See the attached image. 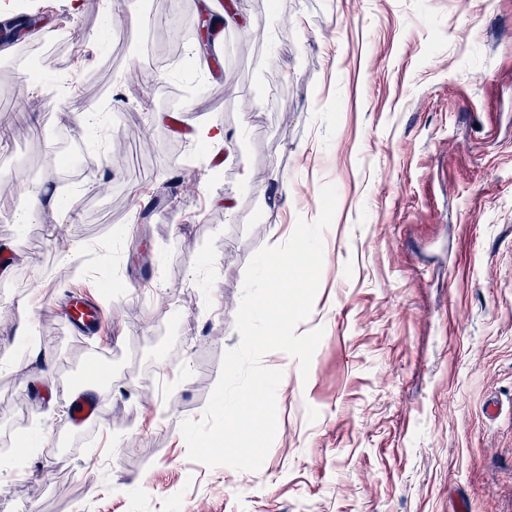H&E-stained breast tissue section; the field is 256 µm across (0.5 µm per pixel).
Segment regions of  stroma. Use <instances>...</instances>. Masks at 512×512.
<instances>
[{
	"label": "stroma",
	"instance_id": "obj_1",
	"mask_svg": "<svg viewBox=\"0 0 512 512\" xmlns=\"http://www.w3.org/2000/svg\"><path fill=\"white\" fill-rule=\"evenodd\" d=\"M34 5L41 29L0 39V64L52 26L64 41L43 83L0 84V512H512V0H234L229 80L186 99L183 136L158 89L201 73L203 50L161 67L168 0L140 28L102 0L0 13ZM62 72L76 90L51 99ZM104 97L94 127L58 118ZM206 124L233 148L184 171ZM92 133L93 170L64 182L51 142ZM326 183L337 206L296 327L324 330L309 376L264 356L284 376L260 470L194 462L180 424L240 341L246 267L318 217ZM40 186L54 205L16 223ZM64 243L85 253L104 335L52 310ZM96 347L113 351L109 381ZM90 382L102 415L66 434L65 389Z\"/></svg>",
	"mask_w": 512,
	"mask_h": 512
}]
</instances>
